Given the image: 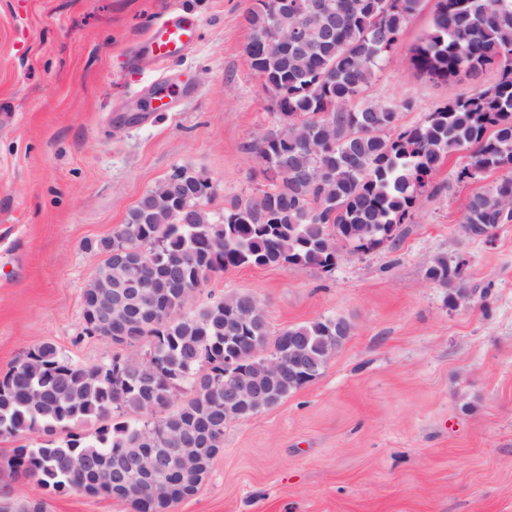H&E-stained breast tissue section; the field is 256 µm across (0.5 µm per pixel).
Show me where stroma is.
I'll return each instance as SVG.
<instances>
[{"mask_svg":"<svg viewBox=\"0 0 512 512\" xmlns=\"http://www.w3.org/2000/svg\"><path fill=\"white\" fill-rule=\"evenodd\" d=\"M199 37L177 62L135 48L170 9ZM253 0H0V375L49 341L74 361L111 359L82 335V292L104 257L87 240L113 235L148 190L178 169L208 178L205 206L222 217L266 190L255 145L276 108L251 69L245 20ZM436 0H423L365 91L421 123L478 83L433 82L410 60ZM176 83L164 112L144 99ZM444 158L397 244L339 249L333 272L238 267L186 303L233 293L260 301L272 333L340 316L351 334L322 373L280 404L224 427L200 490L171 512H512V223L466 234L463 206L500 173L460 184ZM465 259L469 297L426 276L437 258ZM46 512H133L105 496L58 494L0 470V500Z\"/></svg>","mask_w":512,"mask_h":512,"instance_id":"stroma-1","label":"stroma"}]
</instances>
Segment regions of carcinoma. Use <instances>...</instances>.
Instances as JSON below:
<instances>
[{
  "label": "carcinoma",
  "instance_id": "1",
  "mask_svg": "<svg viewBox=\"0 0 512 512\" xmlns=\"http://www.w3.org/2000/svg\"><path fill=\"white\" fill-rule=\"evenodd\" d=\"M275 2L254 0L246 14L250 66L273 97L277 116L293 117L287 130H272L256 145L270 187L224 209V218L215 221L199 203V197H211L212 187L182 169L180 182L171 174L147 191L112 236L86 244L105 256L98 273L114 277L129 274L116 254L120 246L139 254L141 274L156 291L162 315L148 313L129 331L160 371L135 353L117 352L107 362L85 366L51 342L30 348L0 377V436L38 435L44 442L13 450L6 460L13 475L59 493L106 496L113 456L146 439L168 451L156 429L169 418L188 427L207 415L242 419L225 415L224 351L247 339L259 351L239 366L243 377L264 371L262 351L278 347L284 336L300 338L306 351L305 377L288 368L272 378L268 406L316 379L350 336L343 318H320L273 336L262 305L247 293L190 315L174 313L229 268L307 265L330 273L339 242L360 252L396 242L419 197L441 190L432 177L443 157L464 152L460 183L507 173L466 198L463 223L481 224L489 235L512 223V0H438L431 27L410 48L415 68L441 82L462 74L477 79L490 69L498 77L469 96L448 99L410 127L399 124L400 107L368 103L363 94L422 0H330L336 10L331 35L308 15L306 0H288L276 9ZM274 13L279 29L303 30L301 52L267 46L263 35ZM328 114L336 116L332 129L325 127ZM426 276L456 291L464 269L438 258ZM93 296L94 289L85 287L84 335L121 345L99 326ZM178 390L185 399L176 405ZM150 400L164 416H148ZM88 418L100 422L93 436L70 431L72 423ZM77 456L85 460L83 472L70 467ZM183 499L165 485L146 493L131 487L119 496L134 512H169Z\"/></svg>",
  "mask_w": 512,
  "mask_h": 512
}]
</instances>
